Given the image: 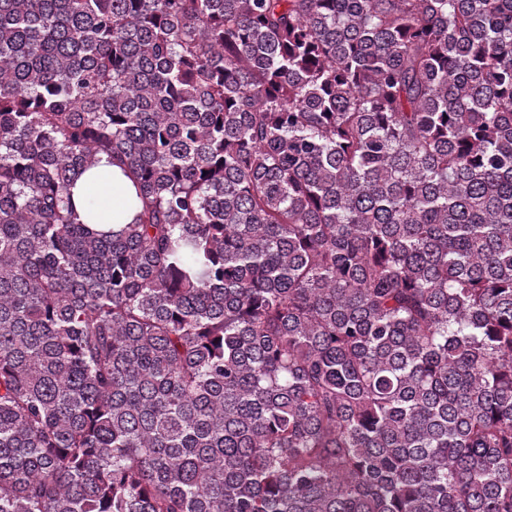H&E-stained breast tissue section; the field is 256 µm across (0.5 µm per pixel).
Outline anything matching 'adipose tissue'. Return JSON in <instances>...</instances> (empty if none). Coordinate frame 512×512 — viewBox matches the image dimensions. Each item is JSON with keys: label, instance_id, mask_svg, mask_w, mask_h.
Listing matches in <instances>:
<instances>
[{"label": "adipose tissue", "instance_id": "adipose-tissue-1", "mask_svg": "<svg viewBox=\"0 0 512 512\" xmlns=\"http://www.w3.org/2000/svg\"><path fill=\"white\" fill-rule=\"evenodd\" d=\"M134 195L135 189L122 171L104 161L82 173L73 186V201L78 213H86L92 207L104 212L115 211L111 223L115 230L131 222L134 212L128 208L127 200Z\"/></svg>", "mask_w": 512, "mask_h": 512}]
</instances>
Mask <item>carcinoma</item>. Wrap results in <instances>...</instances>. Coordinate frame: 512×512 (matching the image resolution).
I'll return each mask as SVG.
<instances>
[{"instance_id":"cac0c4a2","label":"carcinoma","mask_w":512,"mask_h":512,"mask_svg":"<svg viewBox=\"0 0 512 512\" xmlns=\"http://www.w3.org/2000/svg\"><path fill=\"white\" fill-rule=\"evenodd\" d=\"M0 512H512V0H0ZM135 196L132 183L124 176L122 171L107 164L105 156L93 168L82 173L73 186V201L76 210L81 215H86L90 207L104 212L112 210V223L106 222L100 226L104 230L118 231L122 224L132 221L134 212L127 208V199ZM116 214L122 213L117 218Z\"/></svg>"}]
</instances>
